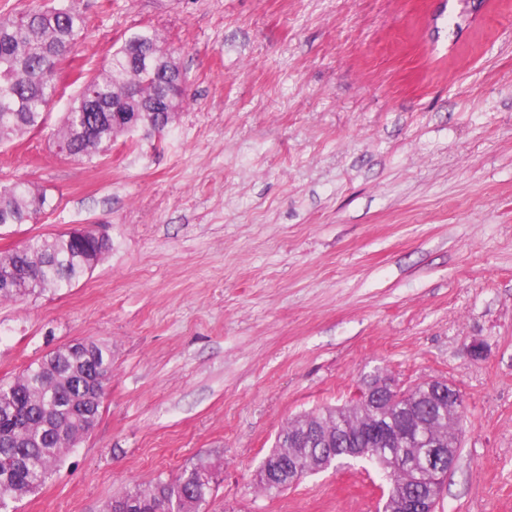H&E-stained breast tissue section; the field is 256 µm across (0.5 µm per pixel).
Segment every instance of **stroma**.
<instances>
[{
  "instance_id": "stroma-1",
  "label": "stroma",
  "mask_w": 512,
  "mask_h": 512,
  "mask_svg": "<svg viewBox=\"0 0 512 512\" xmlns=\"http://www.w3.org/2000/svg\"><path fill=\"white\" fill-rule=\"evenodd\" d=\"M45 128L0 144L44 193L0 252L90 227L72 288L0 302V380L83 339L112 349L91 433L16 512H106L204 462V512H371L354 464L279 495L253 474L295 415L363 378L456 385L466 435L435 512H512V0H77ZM157 32L188 97L162 134L92 163L53 133L83 80Z\"/></svg>"
}]
</instances>
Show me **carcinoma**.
<instances>
[{"instance_id": "obj_1", "label": "carcinoma", "mask_w": 512, "mask_h": 512, "mask_svg": "<svg viewBox=\"0 0 512 512\" xmlns=\"http://www.w3.org/2000/svg\"><path fill=\"white\" fill-rule=\"evenodd\" d=\"M87 21L72 0L51 6L34 5L24 11L0 15V143L28 131L42 129L49 117L47 104L57 90L53 71L76 47ZM153 48L164 67L176 73L164 84L159 68L144 61V50ZM187 97L184 77L172 52L162 46L154 31L136 33L112 52L107 69L86 81L65 113L55 133L56 145L68 155L91 161L104 147L125 133L120 124H102L91 135L81 129L91 124L94 111L141 113L143 131L161 134L177 118ZM43 195L25 182L0 183V224H26L41 212ZM110 245L97 244L93 235L82 243L67 235L28 238L21 249L0 252V271L20 266L30 278L8 290L0 289V302H20L46 292L73 287L94 269L85 260L88 251L101 261ZM93 362L86 364L71 352L73 345L59 347L30 364L13 380L0 382V512L41 487L60 458L94 426L99 416L102 390L112 379V352L97 340H88ZM410 414L415 426L429 440L452 446L464 426L462 411L434 412V397L420 383L410 395ZM402 413L395 408L372 413L359 401L341 409L326 406L290 419L278 434L274 448L261 462L256 488L266 496L288 487L290 464L313 473L318 449L301 452L288 446V436L308 425L322 432L349 430L356 434L371 423H398ZM421 453L414 444L376 449L378 469L395 495L428 484L423 472L409 470L405 460ZM209 471L204 466L184 469L171 481L139 483L112 499L108 512H202L211 496Z\"/></svg>"}]
</instances>
